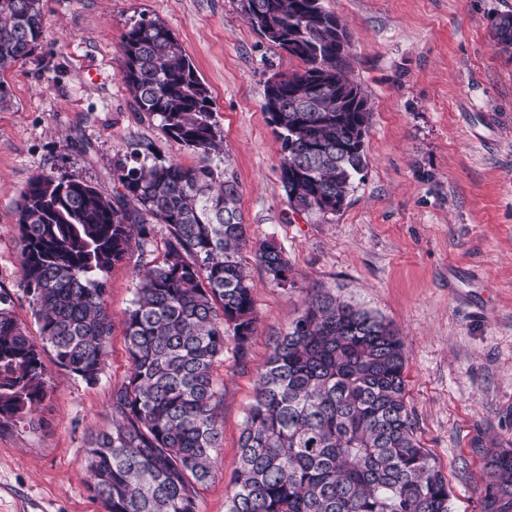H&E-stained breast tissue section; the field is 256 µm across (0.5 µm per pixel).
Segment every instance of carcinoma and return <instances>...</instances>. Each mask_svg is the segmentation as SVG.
I'll use <instances>...</instances> for the list:
<instances>
[{"instance_id": "1", "label": "carcinoma", "mask_w": 512, "mask_h": 512, "mask_svg": "<svg viewBox=\"0 0 512 512\" xmlns=\"http://www.w3.org/2000/svg\"><path fill=\"white\" fill-rule=\"evenodd\" d=\"M252 30L303 64L267 83L263 111L281 140L279 180L298 214L336 213L365 169L370 108L347 76L350 50L320 0H249ZM512 49V12L491 20ZM45 33L41 0H0V108L4 75ZM123 80L168 137L209 158L223 153L209 89L182 44L157 19L123 35ZM150 146L112 171V192L70 176L30 179L16 207L20 267L39 335L0 293V424L26 420L50 385L42 352L94 382L112 336L106 275L167 230L162 259L138 265L124 321L130 359L112 393V428L90 442L87 484L106 512H199L197 487L217 468L224 349L250 361L253 288L238 260L246 230L226 168L148 161ZM256 257L288 285L273 238ZM404 343L393 325L330 292L314 293L277 337L258 372L239 436L227 512H449L448 478L416 436L406 401ZM486 508L512 504V448L488 454Z\"/></svg>"}]
</instances>
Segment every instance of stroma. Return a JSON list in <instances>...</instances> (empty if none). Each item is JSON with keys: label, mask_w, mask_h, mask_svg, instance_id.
<instances>
[{"label": "stroma", "mask_w": 512, "mask_h": 512, "mask_svg": "<svg viewBox=\"0 0 512 512\" xmlns=\"http://www.w3.org/2000/svg\"><path fill=\"white\" fill-rule=\"evenodd\" d=\"M351 35L349 77L371 108L367 166L343 209L295 213L280 187L281 142L262 105L273 75L302 64L261 39L239 0H42L46 33L5 75L0 110V292L30 334L38 327L18 262L15 210L36 175L112 187V168L141 145L187 166L197 153L137 109L122 79L123 35L156 19L192 59L213 100L224 162L239 184L249 242L241 263L259 319L247 370L232 350L218 468L200 512H226L238 440L258 371L318 289L391 322L408 352L416 434L448 478L450 512H484L486 452L512 448V53L490 20L512 0H321ZM275 239L288 287L255 251ZM134 261L108 273L112 338L98 380L48 364L51 391L33 416L0 428V512H105L87 490V449L112 424L129 371L124 319Z\"/></svg>", "instance_id": "stroma-1"}]
</instances>
